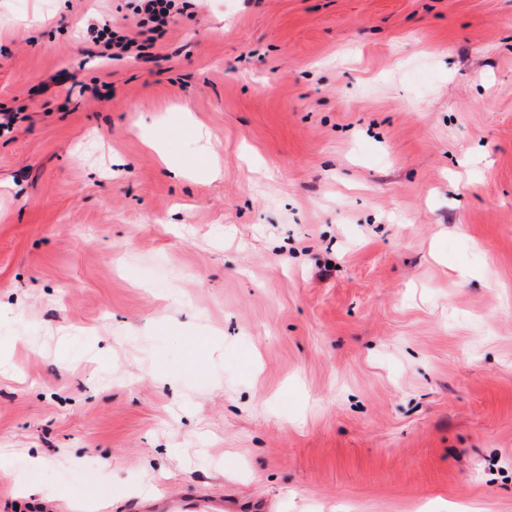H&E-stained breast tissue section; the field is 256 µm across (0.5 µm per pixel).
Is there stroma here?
Wrapping results in <instances>:
<instances>
[{
	"instance_id": "1",
	"label": "stroma",
	"mask_w": 512,
	"mask_h": 512,
	"mask_svg": "<svg viewBox=\"0 0 512 512\" xmlns=\"http://www.w3.org/2000/svg\"><path fill=\"white\" fill-rule=\"evenodd\" d=\"M135 4L0 0V512H512V0ZM135 6L137 36L119 34L114 30L111 21L103 19L98 24L88 28L91 40L96 44H102L106 51L112 53L102 54V58L118 59L125 55H133L144 63L156 61V56L149 51L158 39H161L168 31V27L174 16L183 8L179 0H137ZM132 512H223L224 501L191 489L180 495L162 492L151 498L150 503H137L128 508Z\"/></svg>"
}]
</instances>
